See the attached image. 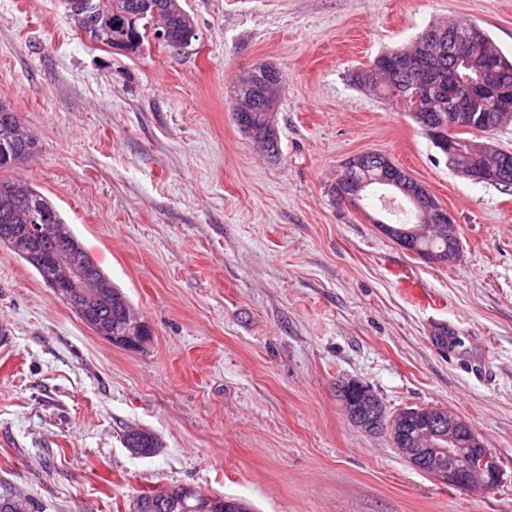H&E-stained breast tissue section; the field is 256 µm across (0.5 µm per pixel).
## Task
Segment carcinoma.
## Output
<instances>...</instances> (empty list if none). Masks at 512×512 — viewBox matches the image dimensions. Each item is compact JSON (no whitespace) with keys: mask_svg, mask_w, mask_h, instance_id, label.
<instances>
[{"mask_svg":"<svg viewBox=\"0 0 512 512\" xmlns=\"http://www.w3.org/2000/svg\"><path fill=\"white\" fill-rule=\"evenodd\" d=\"M66 3L84 32L114 48L135 51L143 45L155 6L166 23L168 40L174 47L183 49L196 36L194 24L187 21L189 14L180 0H66ZM405 52L402 48L378 55L372 66L351 74L352 84L360 89L384 93L406 112L429 111L436 121L448 122V65L452 58L445 52L441 58L432 61L435 79L431 81L430 94L416 101L411 89L414 74L400 72L393 81L388 74L376 69L381 62ZM489 57L498 62L500 82L512 88V58L507 57L488 35L485 42L471 47L460 73L473 75ZM266 67L265 63L254 66L253 75L236 86L235 99L241 105L255 106L254 111L242 113L244 122L239 127L252 138H262L261 144L267 151L276 153L279 137L275 110L267 112L261 107L271 81ZM39 147L37 133L0 100V245L32 266L47 286L55 282L69 285L71 299L67 306L86 326L101 325L117 338L139 330L136 323L140 318L135 316L128 296L90 257L53 202L30 184L1 176V172L26 162ZM33 224L47 225L48 238L39 245L33 244L29 237V227ZM395 228L392 239L421 257L448 253L446 235L430 230L425 235L414 236L410 234L415 228L413 224H397ZM60 240L71 244L69 253L62 259L56 252V242ZM448 446L473 448V434L462 429L451 443L443 438L422 440L408 434L396 444L398 448ZM207 500L208 497L197 490L186 504H173L163 512H225L223 504L211 511L199 509V505Z\"/></svg>","mask_w":512,"mask_h":512,"instance_id":"1","label":"carcinoma"}]
</instances>
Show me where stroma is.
<instances>
[{"instance_id": "obj_1", "label": "stroma", "mask_w": 512, "mask_h": 512, "mask_svg": "<svg viewBox=\"0 0 512 512\" xmlns=\"http://www.w3.org/2000/svg\"><path fill=\"white\" fill-rule=\"evenodd\" d=\"M180 53L82 31L62 0H0V100L42 147L14 169L48 196L150 324L99 337L0 246V487L40 512H134L190 485L257 512H512V194L453 173L402 107L352 85L448 18L512 53V0H182ZM285 78L277 155L237 125L256 64ZM386 154L453 215L431 264L381 229L379 189L337 203L352 155ZM458 343H436L440 328ZM387 414L440 406L497 454L488 492L438 484L352 425L338 381ZM162 446L134 455L125 433Z\"/></svg>"}]
</instances>
